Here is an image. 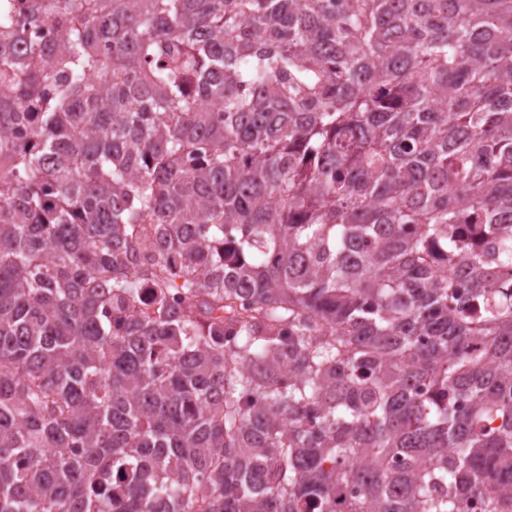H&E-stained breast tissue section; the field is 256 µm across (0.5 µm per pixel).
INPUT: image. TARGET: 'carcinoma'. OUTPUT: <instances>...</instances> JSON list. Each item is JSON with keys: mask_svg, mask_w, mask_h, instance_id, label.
Here are the masks:
<instances>
[{"mask_svg": "<svg viewBox=\"0 0 512 512\" xmlns=\"http://www.w3.org/2000/svg\"><path fill=\"white\" fill-rule=\"evenodd\" d=\"M350 485L512 512V0H0V512Z\"/></svg>", "mask_w": 512, "mask_h": 512, "instance_id": "1", "label": "carcinoma"}]
</instances>
